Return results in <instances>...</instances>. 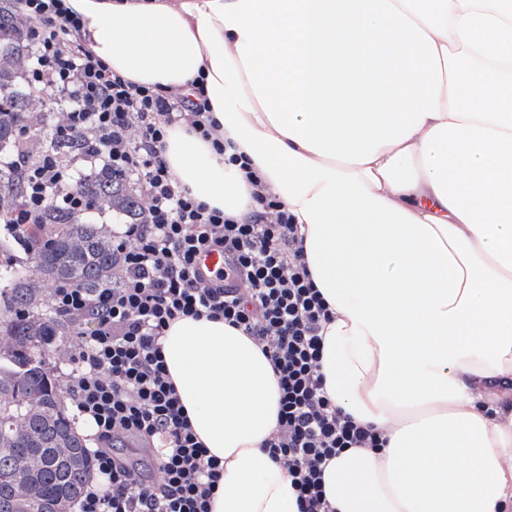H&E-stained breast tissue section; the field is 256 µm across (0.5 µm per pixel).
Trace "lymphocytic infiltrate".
Listing matches in <instances>:
<instances>
[{"mask_svg":"<svg viewBox=\"0 0 512 512\" xmlns=\"http://www.w3.org/2000/svg\"><path fill=\"white\" fill-rule=\"evenodd\" d=\"M0 23L19 34L23 81L36 100L51 98V137L69 148L65 157L43 148L26 166L21 194L0 206V223L20 243L48 209L89 211L81 183L101 167L131 185L137 200L134 218L112 237L111 281L59 284L48 295L53 320L71 334L55 352L69 367L67 400L96 441L95 476L75 512H210L224 467L193 433L162 356L168 327L183 317L224 320L260 347L280 390L269 454L287 468L299 512H332L324 466L346 449L384 441L324 391L321 330L330 312L285 205L256 191L237 221L182 186L164 157L171 129L187 125L223 150L211 137L206 100L114 73L63 0H0ZM214 250L224 254L223 270L201 272L199 255ZM125 438L154 449L150 475L115 455Z\"/></svg>","mask_w":512,"mask_h":512,"instance_id":"obj_1","label":"lymphocytic infiltrate"}]
</instances>
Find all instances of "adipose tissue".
<instances>
[{
    "label": "adipose tissue",
    "instance_id": "obj_1",
    "mask_svg": "<svg viewBox=\"0 0 512 512\" xmlns=\"http://www.w3.org/2000/svg\"><path fill=\"white\" fill-rule=\"evenodd\" d=\"M146 86L204 83L218 136L299 224L331 320L328 397L386 445L323 474L336 512H512V0H64ZM182 184L242 218L252 185L176 131ZM211 512H298L264 444L279 386L255 342L184 318L162 341Z\"/></svg>",
    "mask_w": 512,
    "mask_h": 512
}]
</instances>
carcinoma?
<instances>
[{
  "label": "carcinoma",
  "mask_w": 512,
  "mask_h": 512,
  "mask_svg": "<svg viewBox=\"0 0 512 512\" xmlns=\"http://www.w3.org/2000/svg\"><path fill=\"white\" fill-rule=\"evenodd\" d=\"M25 50L0 27V151L37 111L21 86ZM100 211L133 213L130 190L101 170L83 185ZM19 193L16 175L0 171V202ZM34 264H8L0 276V512H44L48 503L70 506L93 473L84 440L74 430L58 385L37 348L57 329L46 313L45 282L96 288L112 279L116 257L102 224H77L49 210L27 230Z\"/></svg>",
  "instance_id": "obj_1"
}]
</instances>
